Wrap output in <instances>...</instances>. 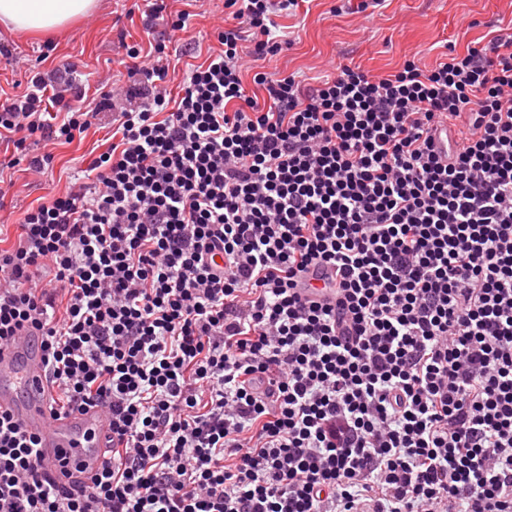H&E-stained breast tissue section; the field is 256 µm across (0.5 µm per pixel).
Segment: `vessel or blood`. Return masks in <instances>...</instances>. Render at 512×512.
Here are the masks:
<instances>
[{"label":"vessel or blood","instance_id":"1","mask_svg":"<svg viewBox=\"0 0 512 512\" xmlns=\"http://www.w3.org/2000/svg\"><path fill=\"white\" fill-rule=\"evenodd\" d=\"M16 387L25 390L24 403H15L11 391ZM49 398L42 355L32 351L27 338H19L11 349L0 353V408L41 435L47 467L67 456L84 464L85 476H93L104 452L99 438L107 433L109 419L95 409L51 416Z\"/></svg>","mask_w":512,"mask_h":512}]
</instances>
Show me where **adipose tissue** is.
Segmentation results:
<instances>
[{"mask_svg": "<svg viewBox=\"0 0 512 512\" xmlns=\"http://www.w3.org/2000/svg\"><path fill=\"white\" fill-rule=\"evenodd\" d=\"M96 0H0V24L50 31L94 9Z\"/></svg>", "mask_w": 512, "mask_h": 512, "instance_id": "obj_1", "label": "adipose tissue"}]
</instances>
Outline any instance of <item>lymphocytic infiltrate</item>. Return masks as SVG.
Returning <instances> with one entry per match:
<instances>
[{
    "label": "lymphocytic infiltrate",
    "mask_w": 512,
    "mask_h": 512,
    "mask_svg": "<svg viewBox=\"0 0 512 512\" xmlns=\"http://www.w3.org/2000/svg\"><path fill=\"white\" fill-rule=\"evenodd\" d=\"M228 3L181 78L158 43L95 106L71 65L0 99L20 152L112 121L0 248V344L106 451L57 484L0 410V512H512V28L261 99L299 0Z\"/></svg>",
    "instance_id": "f902f5d3"
}]
</instances>
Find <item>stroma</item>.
<instances>
[{"label":"stroma","mask_w":512,"mask_h":512,"mask_svg":"<svg viewBox=\"0 0 512 512\" xmlns=\"http://www.w3.org/2000/svg\"><path fill=\"white\" fill-rule=\"evenodd\" d=\"M97 9L80 16L50 33L7 32L16 56L8 61L0 56V92L24 91L33 72L46 73L66 63L81 76L87 103H96L103 77L126 80L130 46L147 47L135 0H98ZM225 0H171L173 11L192 13V25L199 47L195 54L182 57L179 66L187 68L205 62L220 50L217 39L231 15ZM360 0H308L307 16H282L292 41L282 54L242 68L245 84L253 75L265 73L274 79L295 74L307 83L330 73L334 64L347 61L375 74L397 68L406 58L416 57L425 66L434 64L445 46L464 51L499 28L512 27V0H387L374 16L360 11ZM106 131L87 132L72 142L45 148L29 143V155L52 151L54 159L45 174L33 178L24 164L13 161L12 152L0 147V164L14 185L0 209V234L14 237L15 223L28 207L46 202L63 191L71 178L101 150Z\"/></svg>","instance_id":"stroma-1"}]
</instances>
